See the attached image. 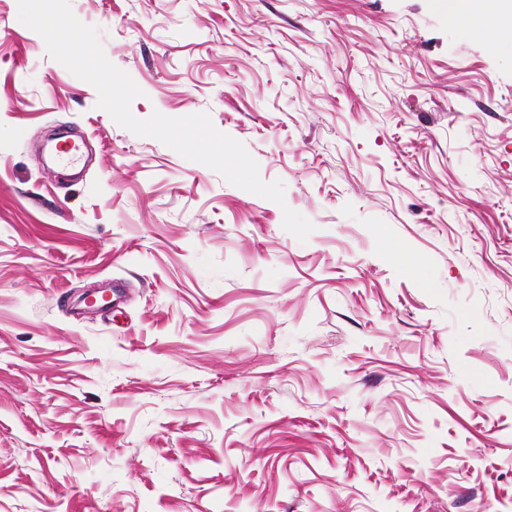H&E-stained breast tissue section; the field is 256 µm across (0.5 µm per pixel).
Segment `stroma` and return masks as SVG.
<instances>
[{
	"instance_id": "obj_1",
	"label": "stroma",
	"mask_w": 512,
	"mask_h": 512,
	"mask_svg": "<svg viewBox=\"0 0 512 512\" xmlns=\"http://www.w3.org/2000/svg\"><path fill=\"white\" fill-rule=\"evenodd\" d=\"M70 5L285 203L0 0V512H512V54L436 0Z\"/></svg>"
}]
</instances>
